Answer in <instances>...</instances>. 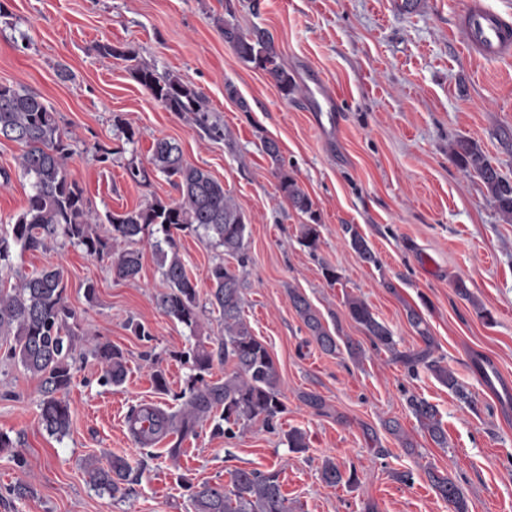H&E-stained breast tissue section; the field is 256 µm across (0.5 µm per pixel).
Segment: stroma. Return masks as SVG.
I'll list each match as a JSON object with an SVG mask.
<instances>
[{
  "label": "stroma",
  "instance_id": "obj_1",
  "mask_svg": "<svg viewBox=\"0 0 512 512\" xmlns=\"http://www.w3.org/2000/svg\"><path fill=\"white\" fill-rule=\"evenodd\" d=\"M465 0H420L412 12L399 0H236L242 29H267L299 90L283 96L263 70L243 63L216 23L224 0H0V84L38 94L73 138L71 177L98 213L123 212L178 193L162 174L132 182L129 163L150 164L155 139L175 141L186 161L204 167L248 218V262L212 246L193 231L176 232L179 255L203 306L202 336L224 334L207 307L208 270L222 261L239 269L243 313L268 347L280 377L285 411L276 429L249 423L236 438L212 424L187 439L179 462L163 447L146 452L129 432L127 415L140 404L166 407L190 374L180 361L193 339L156 305L166 283L152 249H144L136 279L116 275L108 260L57 242L14 251L9 282L48 264L63 267L67 302L84 338L111 342L128 359L122 386L99 382L91 354L78 358L66 397L72 420L64 436L41 423V381L0 355V431L21 449L25 466L0 455V512H191L179 475L227 483L236 468L280 473L290 512H448L427 468L448 474L469 512H512V224L505 223L477 177L461 171L450 144L475 141L512 178V63L474 58L457 24ZM135 52L136 62L170 74L200 92L211 120L224 130L208 137L168 111L142 87L132 65L102 56L99 45ZM331 89L334 109L317 112V87ZM136 130L128 143L114 123ZM275 140L284 169L310 196L319 215V246L300 243L308 218L280 196L276 164L263 151ZM110 150L97 158L96 146ZM21 145L0 141V225L25 206L30 192L17 159ZM369 242L378 265L349 246V229ZM336 269L329 283L323 266ZM464 280L475 303L454 288ZM97 298L87 302L85 283ZM305 294L334 335L360 342L363 354L323 353L289 297ZM359 297L393 333L397 351L422 348L407 318L417 310L433 338L435 357L455 373L469 400H460L427 371L410 376L394 353L374 349L347 315L346 296ZM487 309L485 322L478 314ZM152 334L136 336L134 324ZM166 373L169 394L155 391L154 369ZM320 395L322 411L305 405ZM439 410L447 447L434 444L408 409L409 396ZM395 420L403 438L384 424ZM300 429L307 448L291 451L285 435ZM120 455L132 467L130 490L114 497L88 482V458ZM355 470L353 486H327L324 459ZM412 471L413 484L398 475Z\"/></svg>",
  "mask_w": 512,
  "mask_h": 512
}]
</instances>
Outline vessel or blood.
I'll use <instances>...</instances> for the list:
<instances>
[{"label": "vessel or blood", "instance_id": "b4317fda", "mask_svg": "<svg viewBox=\"0 0 512 512\" xmlns=\"http://www.w3.org/2000/svg\"><path fill=\"white\" fill-rule=\"evenodd\" d=\"M460 20L472 55L485 60L512 58V16L488 7L483 0H467Z\"/></svg>", "mask_w": 512, "mask_h": 512}]
</instances>
